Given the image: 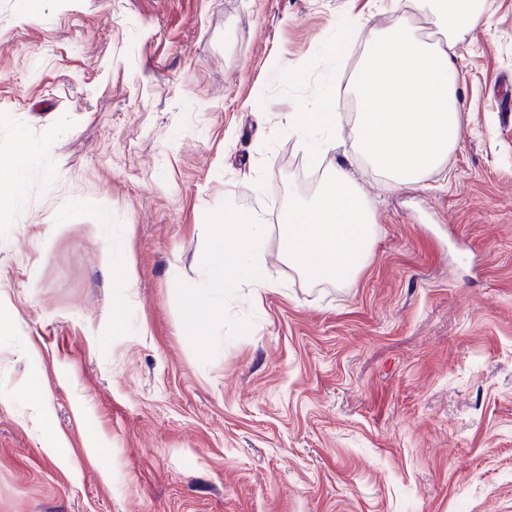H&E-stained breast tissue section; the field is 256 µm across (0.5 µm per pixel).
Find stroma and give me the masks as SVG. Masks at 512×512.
Masks as SVG:
<instances>
[{"instance_id":"stroma-1","label":"stroma","mask_w":512,"mask_h":512,"mask_svg":"<svg viewBox=\"0 0 512 512\" xmlns=\"http://www.w3.org/2000/svg\"><path fill=\"white\" fill-rule=\"evenodd\" d=\"M392 9L0 0V154L32 155L0 214V512H512V0L464 34L457 144L406 185L354 147ZM324 98L320 172L349 169L375 222L343 286L282 247L315 190L288 117ZM228 207L269 224L273 286L228 289L192 340ZM208 310L195 304H189L184 312V334L197 339L201 336V328L206 318Z\"/></svg>"}]
</instances>
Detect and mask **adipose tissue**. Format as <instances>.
Masks as SVG:
<instances>
[{"mask_svg":"<svg viewBox=\"0 0 512 512\" xmlns=\"http://www.w3.org/2000/svg\"><path fill=\"white\" fill-rule=\"evenodd\" d=\"M403 15L373 35L358 86L355 139L361 155L398 184L418 181L447 159L457 141L464 102L457 91L455 59L463 34L486 24L478 0H404ZM438 20L442 42L428 44L409 22V12ZM32 161L26 148L0 158V212L15 208L17 180ZM223 232H209L223 272L210 283L221 294L240 279L270 285L260 256L267 225L256 215L228 209ZM289 263L316 282L342 284L364 265L374 234L368 204L344 167H336L308 200L282 215Z\"/></svg>","mask_w":512,"mask_h":512,"instance_id":"ef3b65f1","label":"adipose tissue"}]
</instances>
